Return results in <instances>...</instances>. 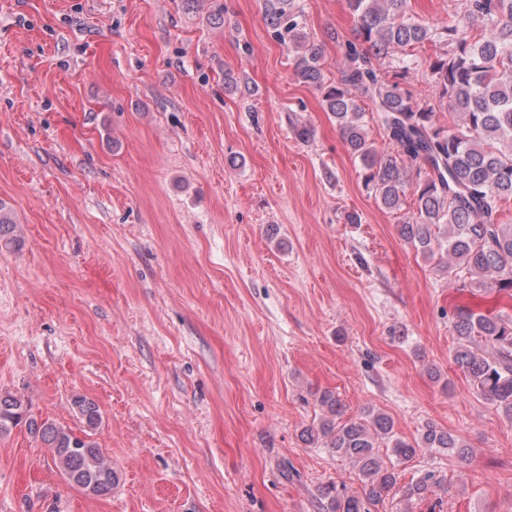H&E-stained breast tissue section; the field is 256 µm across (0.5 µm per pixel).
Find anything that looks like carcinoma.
<instances>
[{
    "label": "carcinoma",
    "mask_w": 512,
    "mask_h": 512,
    "mask_svg": "<svg viewBox=\"0 0 512 512\" xmlns=\"http://www.w3.org/2000/svg\"><path fill=\"white\" fill-rule=\"evenodd\" d=\"M347 4L354 38L327 32L343 59L334 82L325 78L323 43L307 32L296 0H263L264 21L293 53L297 76L320 94L378 207L402 210L407 189L413 188L415 209L398 226L402 240L437 259V271L461 287L512 297V224L499 214L501 203L512 199V0H463L461 14L440 27L422 20L410 0ZM426 43L446 50L426 69L435 100L418 101L405 84L420 66L416 49ZM358 95L369 102L394 152L380 154L373 147ZM443 104L455 111L451 127L439 124ZM15 229L10 210L0 203V243H13ZM452 323L458 337L454 363L512 419V317L461 306L454 309ZM315 402L320 415L303 431L304 442L349 459L364 484L361 495L335 484L320 487L321 512H378L377 506L399 490L400 473L386 465L382 448L399 464L423 448L460 460L474 453L462 438L433 423L409 441L382 412L368 409L345 421L331 390L316 393ZM72 408L85 424L80 435L38 422L22 399L0 393V434L25 425L52 448L53 465L72 486L107 496L117 475L97 440L100 408L84 396L75 398ZM440 487L442 480L428 471L404 487L403 497L421 499Z\"/></svg>",
    "instance_id": "1"
}]
</instances>
